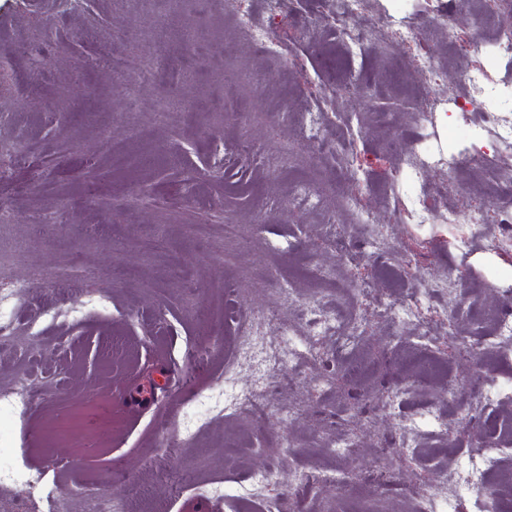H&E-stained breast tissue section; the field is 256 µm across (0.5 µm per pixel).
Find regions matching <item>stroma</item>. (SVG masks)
I'll list each match as a JSON object with an SVG mask.
<instances>
[{
	"label": "stroma",
	"mask_w": 512,
	"mask_h": 512,
	"mask_svg": "<svg viewBox=\"0 0 512 512\" xmlns=\"http://www.w3.org/2000/svg\"><path fill=\"white\" fill-rule=\"evenodd\" d=\"M448 0H365L366 17L408 16L418 43L387 29L351 55L340 33L336 0H237L239 14L264 28L283 54L258 52L213 0L197 43L181 31L191 5L170 0H0V142L16 152L0 163V200L13 210L0 224V281H23L19 319H34L40 358L23 363L19 348L0 350V394L28 380V412L0 415V448L15 467L60 466L44 495L0 486V512H83L86 494L129 501L152 494L166 512L185 498L222 512H345L337 479L361 475L352 499L378 512L424 505L439 469L471 468L470 442L498 434L512 416V354L484 359L464 351L476 339L484 306L512 292V243L496 205L480 197L477 166L432 168L412 179L392 141L412 149L421 133L414 90L450 100L463 71L494 82L512 78V56L474 39L468 9L436 13ZM157 68L141 84L113 74L114 47ZM430 51L436 70L419 59ZM343 89H336V82ZM179 86L182 103L158 121V102ZM236 94L245 107L224 117ZM322 97L323 141H306L288 122ZM477 113L437 112L428 133L444 154L490 153L500 181L512 179V153H496L479 132ZM123 140L136 162L113 167L108 140ZM252 153H244V145ZM400 148V149H401ZM299 180L332 197L335 189L371 211L379 246L345 215L340 238L325 237L309 200L291 193ZM398 185V198L386 189ZM440 198L451 223H420L423 200ZM481 213L482 239L469 250L470 218ZM243 225L245 245L225 244L223 224ZM210 227L196 237L194 225ZM161 235L163 248L147 250ZM396 268L382 278V263ZM266 265L295 282L284 300L257 276ZM335 269L342 291L324 307L359 316L364 342L341 354L332 337L313 335L309 294L317 266ZM93 278H85V270ZM452 281H444L446 272ZM442 280L413 300L412 319L398 307L411 286ZM237 282L238 307L255 314L251 343L274 342L282 329L305 360L280 381H257L248 350L233 351L224 322V283ZM446 362L458 382L448 405L440 384L414 373L411 358ZM494 391L489 405L479 393ZM246 391L271 401L262 418L239 411ZM350 437L353 448L336 451ZM395 457L378 471L377 456ZM266 475L258 502L242 501V483Z\"/></svg>",
	"instance_id": "obj_1"
}]
</instances>
